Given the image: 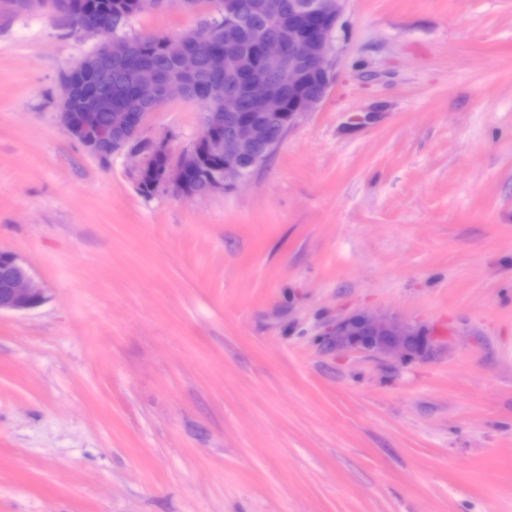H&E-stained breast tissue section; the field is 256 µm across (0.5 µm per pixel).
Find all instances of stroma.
<instances>
[{"label": "stroma", "mask_w": 512, "mask_h": 512, "mask_svg": "<svg viewBox=\"0 0 512 512\" xmlns=\"http://www.w3.org/2000/svg\"><path fill=\"white\" fill-rule=\"evenodd\" d=\"M100 42L0 11V250L44 290L0 315V512H512V0H348L324 101L194 199L57 123ZM201 113L146 134L179 156ZM363 312L433 353L320 345Z\"/></svg>", "instance_id": "35a3bbf8"}]
</instances>
